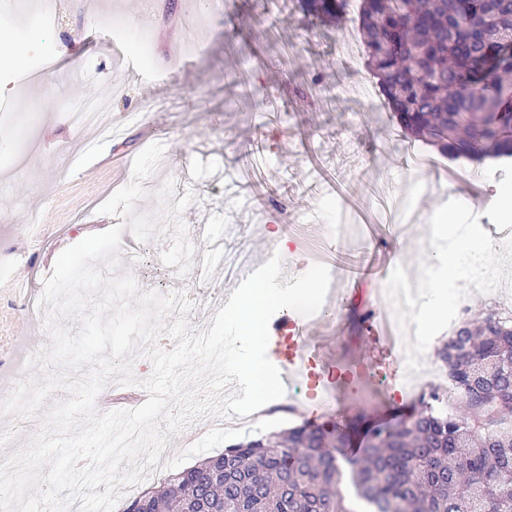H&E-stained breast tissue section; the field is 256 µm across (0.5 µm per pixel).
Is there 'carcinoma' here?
<instances>
[{
    "instance_id": "carcinoma-1",
    "label": "carcinoma",
    "mask_w": 512,
    "mask_h": 512,
    "mask_svg": "<svg viewBox=\"0 0 512 512\" xmlns=\"http://www.w3.org/2000/svg\"><path fill=\"white\" fill-rule=\"evenodd\" d=\"M347 0H303L317 19ZM362 0L368 65L405 132L474 161L512 158V0ZM462 416L305 422L168 476L146 512H512V319L489 312L437 349Z\"/></svg>"
}]
</instances>
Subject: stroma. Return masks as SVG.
Wrapping results in <instances>:
<instances>
[{
	"label": "stroma",
	"mask_w": 512,
	"mask_h": 512,
	"mask_svg": "<svg viewBox=\"0 0 512 512\" xmlns=\"http://www.w3.org/2000/svg\"><path fill=\"white\" fill-rule=\"evenodd\" d=\"M60 2L57 28L32 24L23 13L0 24V35L25 49L17 62L0 55V99L10 101L9 116L0 118V262L11 268L10 279L0 281V400L18 384L49 376L28 364L50 343L46 313L36 306L44 281L67 247L120 224L98 208L131 182L135 157L154 143L165 151L137 212L158 214L156 194L170 179L174 198L195 196L182 214L185 224L208 225L224 236L225 253L245 252L253 267L267 261L264 228L277 223L300 257L294 274L334 262L363 274L337 284L334 301L309 317L315 341L332 359L317 364L319 384L286 387L293 412L231 433L206 419L192 423L170 436L152 473L140 487L126 488L116 512L138 489L162 487L170 473L303 419L327 425L361 415L394 423L423 395L447 398L441 380L408 378L402 343H391L387 363L375 358L364 324L386 280L367 269L414 258L432 213L451 199L468 203L497 236L504 222L496 195L512 188V163L452 160L406 134L366 65L358 11L312 25L294 9L273 31L266 13L247 0H219L218 12L189 33L182 20L197 14V0ZM100 16L124 21L126 37L100 29ZM140 29L153 37L150 50L135 40ZM237 72L274 106L257 112L244 98L226 104L224 77ZM316 84H345L370 98L344 103L333 116L311 97ZM55 95L74 104L109 98L120 135L73 128L52 104ZM382 181L419 209L417 221H379L374 189ZM121 240L137 261L118 263L116 275L132 276L143 293L190 289V331L212 324V285L228 294L237 287L224 278L223 256L203 272L181 275L160 260L169 237L140 242L126 231Z\"/></svg>",
	"instance_id": "35a3bbf8"
}]
</instances>
